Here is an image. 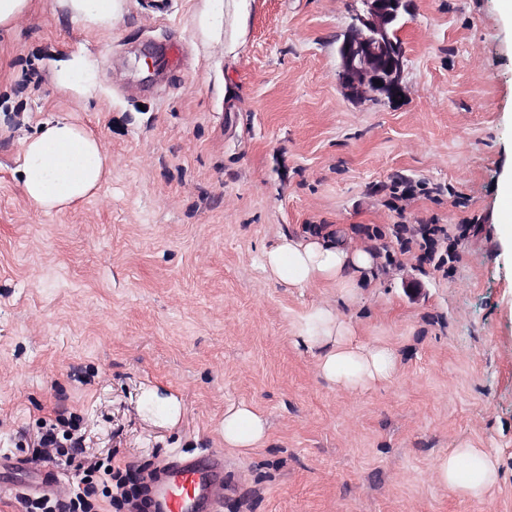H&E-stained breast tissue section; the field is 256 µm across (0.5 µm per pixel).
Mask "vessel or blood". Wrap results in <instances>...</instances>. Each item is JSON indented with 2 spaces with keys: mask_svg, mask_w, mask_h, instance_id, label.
Segmentation results:
<instances>
[{
  "mask_svg": "<svg viewBox=\"0 0 512 512\" xmlns=\"http://www.w3.org/2000/svg\"><path fill=\"white\" fill-rule=\"evenodd\" d=\"M223 486V456L169 458L152 477V512H220L217 491ZM55 489L52 474L45 469L34 472L26 483L14 487L19 494L50 493Z\"/></svg>",
  "mask_w": 512,
  "mask_h": 512,
  "instance_id": "1",
  "label": "vessel or blood"
}]
</instances>
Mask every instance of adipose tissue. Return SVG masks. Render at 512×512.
<instances>
[{"mask_svg":"<svg viewBox=\"0 0 512 512\" xmlns=\"http://www.w3.org/2000/svg\"><path fill=\"white\" fill-rule=\"evenodd\" d=\"M124 0H64L70 13L86 26L111 29ZM108 165L102 142L66 120L45 124L27 140L19 167L22 191L35 208L49 212L67 208L100 186ZM374 257L326 235L286 236L266 250L262 266L280 283L301 288L317 282H336L370 270ZM352 331L332 311L318 309L301 319L295 345L316 351L317 368L331 382L347 389L388 380L397 368L388 347H362L351 342ZM267 422L252 405L240 403L224 412L221 434L228 448L256 447L265 437ZM436 480L470 497L487 494L498 482V459L490 451L463 444L437 459Z\"/></svg>","mask_w":512,"mask_h":512,"instance_id":"adipose-tissue-1","label":"adipose tissue"}]
</instances>
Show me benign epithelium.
I'll list each match as a JSON object with an SVG mask.
<instances>
[{"label":"benign epithelium","mask_w":512,"mask_h":512,"mask_svg":"<svg viewBox=\"0 0 512 512\" xmlns=\"http://www.w3.org/2000/svg\"><path fill=\"white\" fill-rule=\"evenodd\" d=\"M409 2L362 0L363 10L355 14L337 52L339 85L347 98L400 99L405 51L389 45L388 30L408 13Z\"/></svg>","instance_id":"1"}]
</instances>
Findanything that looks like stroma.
<instances>
[{
    "label": "stroma",
    "mask_w": 512,
    "mask_h": 512,
    "mask_svg": "<svg viewBox=\"0 0 512 512\" xmlns=\"http://www.w3.org/2000/svg\"><path fill=\"white\" fill-rule=\"evenodd\" d=\"M224 0H124L111 30L32 0L0 31V456L77 423L87 454L136 471L224 451V512H512V20L501 0H411L404 96L353 101L337 45L361 0H254L235 55L196 16ZM180 44V66L149 49ZM85 57L92 98L56 62ZM67 117L106 146L92 195L43 212L24 140ZM322 229L370 275L290 288L262 254ZM327 306L399 358L355 392L291 338ZM176 399L172 424L140 409ZM246 402L269 421L242 453L219 433ZM499 459L484 498L433 475L460 443Z\"/></svg>",
    "instance_id": "stroma-1"
}]
</instances>
